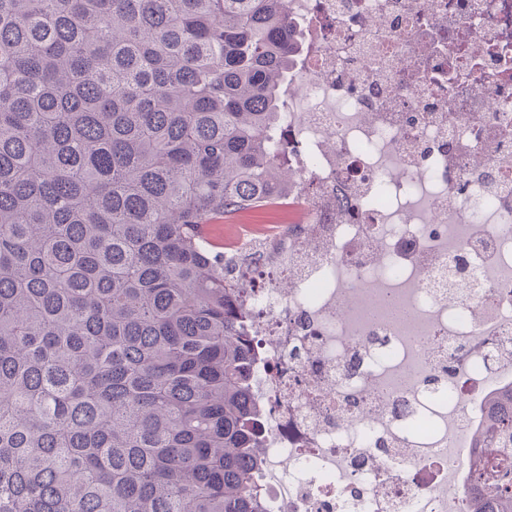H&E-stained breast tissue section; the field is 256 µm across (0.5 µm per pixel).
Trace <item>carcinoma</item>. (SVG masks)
Segmentation results:
<instances>
[{"instance_id": "obj_1", "label": "carcinoma", "mask_w": 512, "mask_h": 512, "mask_svg": "<svg viewBox=\"0 0 512 512\" xmlns=\"http://www.w3.org/2000/svg\"><path fill=\"white\" fill-rule=\"evenodd\" d=\"M285 0H0V512H265L242 289L206 228L270 204ZM470 512H512V389Z\"/></svg>"}]
</instances>
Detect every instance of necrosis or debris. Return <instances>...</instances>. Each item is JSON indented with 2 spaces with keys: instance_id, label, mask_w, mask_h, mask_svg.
Here are the masks:
<instances>
[{
  "instance_id": "obj_1",
  "label": "necrosis or debris",
  "mask_w": 512,
  "mask_h": 512,
  "mask_svg": "<svg viewBox=\"0 0 512 512\" xmlns=\"http://www.w3.org/2000/svg\"><path fill=\"white\" fill-rule=\"evenodd\" d=\"M285 221L224 274L261 344L267 512H466L512 388V0H287Z\"/></svg>"
}]
</instances>
